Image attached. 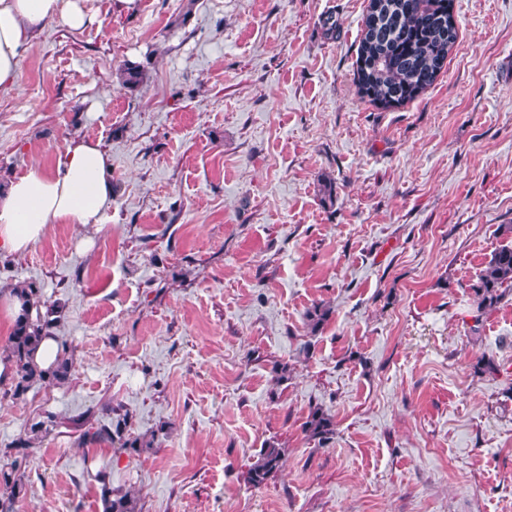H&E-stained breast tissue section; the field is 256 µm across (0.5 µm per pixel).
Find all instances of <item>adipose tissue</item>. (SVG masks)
<instances>
[{"mask_svg": "<svg viewBox=\"0 0 512 512\" xmlns=\"http://www.w3.org/2000/svg\"><path fill=\"white\" fill-rule=\"evenodd\" d=\"M82 27L87 16L80 0H0V90L20 86L19 59L52 21ZM112 159L100 142L66 141L52 168L32 165L26 174L0 183V254L25 252L50 224L67 221L89 228L85 243L101 228L112 204Z\"/></svg>", "mask_w": 512, "mask_h": 512, "instance_id": "ef3b65f1", "label": "adipose tissue"}]
</instances>
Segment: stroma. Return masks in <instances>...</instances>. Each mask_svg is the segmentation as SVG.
I'll use <instances>...</instances> for the list:
<instances>
[{"label":"stroma","instance_id":"35a3bbf8","mask_svg":"<svg viewBox=\"0 0 512 512\" xmlns=\"http://www.w3.org/2000/svg\"><path fill=\"white\" fill-rule=\"evenodd\" d=\"M82 5L0 91V176L87 137L114 182L90 252L58 222L0 256L74 351L65 383L0 400V448L58 421L15 512H103V468L143 512H512V291L480 317L472 292L512 246V0H453L444 70L390 108L357 84L368 0ZM111 405L154 453L80 441ZM272 442L280 470L248 484ZM305 430L313 438L326 441L334 434V424L330 417L324 414L320 408H314L305 422Z\"/></svg>","mask_w":512,"mask_h":512}]
</instances>
